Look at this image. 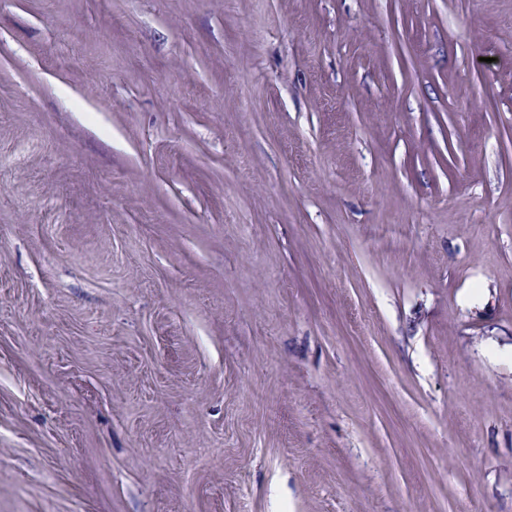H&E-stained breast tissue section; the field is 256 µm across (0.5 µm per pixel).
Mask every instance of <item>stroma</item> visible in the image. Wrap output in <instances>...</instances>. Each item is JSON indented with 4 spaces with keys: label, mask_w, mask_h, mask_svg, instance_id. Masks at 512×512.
Instances as JSON below:
<instances>
[{
    "label": "stroma",
    "mask_w": 512,
    "mask_h": 512,
    "mask_svg": "<svg viewBox=\"0 0 512 512\" xmlns=\"http://www.w3.org/2000/svg\"><path fill=\"white\" fill-rule=\"evenodd\" d=\"M0 512H512V0H0Z\"/></svg>",
    "instance_id": "1"
}]
</instances>
